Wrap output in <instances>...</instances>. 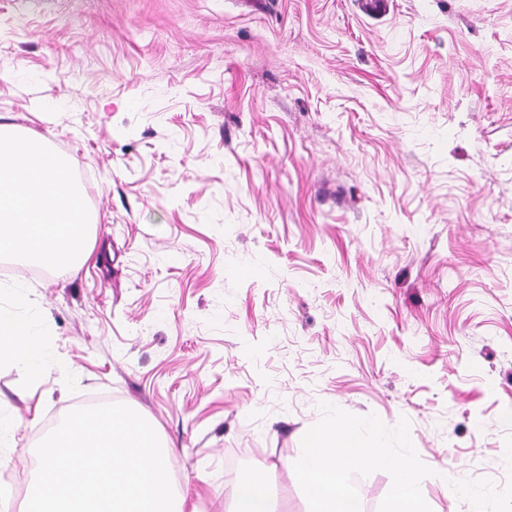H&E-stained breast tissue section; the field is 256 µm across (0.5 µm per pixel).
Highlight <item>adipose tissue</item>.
Instances as JSON below:
<instances>
[{"label": "adipose tissue", "instance_id": "ef3b65f1", "mask_svg": "<svg viewBox=\"0 0 512 512\" xmlns=\"http://www.w3.org/2000/svg\"><path fill=\"white\" fill-rule=\"evenodd\" d=\"M11 360L30 377L39 378L53 368L38 326L29 320L0 316V358Z\"/></svg>", "mask_w": 512, "mask_h": 512}]
</instances>
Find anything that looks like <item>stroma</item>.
<instances>
[{
  "label": "stroma",
  "mask_w": 512,
  "mask_h": 512,
  "mask_svg": "<svg viewBox=\"0 0 512 512\" xmlns=\"http://www.w3.org/2000/svg\"><path fill=\"white\" fill-rule=\"evenodd\" d=\"M0 123L66 156L77 273L24 261L54 369L0 362L11 505L103 395L156 427L192 512H273L326 401L411 423L432 512L504 485L512 432V0H0ZM244 484L238 487L236 494V503L232 511L235 512H268L269 503L267 498L261 492L251 489L245 491Z\"/></svg>",
  "instance_id": "obj_1"
}]
</instances>
